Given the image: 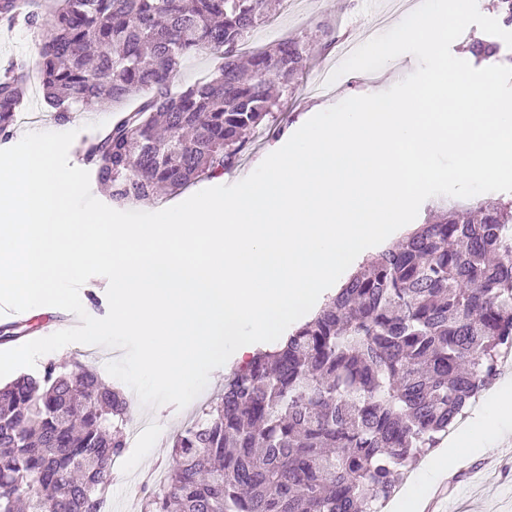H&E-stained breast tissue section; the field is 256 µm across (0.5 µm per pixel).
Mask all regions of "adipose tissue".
Here are the masks:
<instances>
[{
  "instance_id": "ef3b65f1",
  "label": "adipose tissue",
  "mask_w": 512,
  "mask_h": 512,
  "mask_svg": "<svg viewBox=\"0 0 512 512\" xmlns=\"http://www.w3.org/2000/svg\"><path fill=\"white\" fill-rule=\"evenodd\" d=\"M512 436V376L503 375L469 415L441 440L438 450L412 470L393 499L391 512H420L432 486L457 460L482 453Z\"/></svg>"
}]
</instances>
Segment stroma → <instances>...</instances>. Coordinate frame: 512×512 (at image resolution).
Listing matches in <instances>:
<instances>
[{
	"label": "stroma",
	"instance_id": "1",
	"mask_svg": "<svg viewBox=\"0 0 512 512\" xmlns=\"http://www.w3.org/2000/svg\"><path fill=\"white\" fill-rule=\"evenodd\" d=\"M404 18L403 13L392 12L384 0H275L267 22L257 26L253 38L259 45L299 37L308 47L310 65L280 92L282 112L279 122L283 132L273 138L260 135L250 140L241 153L239 162L224 174L206 178L191 185L189 193L218 186L231 185L250 175L257 161L282 147L299 128L301 120L314 114L315 106L331 107L342 100L360 95L369 88L387 89L411 74L418 66L412 55H402L393 66L373 73L351 72L345 80L329 92L313 93L325 66L335 64V51L325 50L327 40L336 38L359 44L365 43L367 32L378 22L394 27ZM40 62V30L25 23L16 24L9 35H0V75L7 69L38 68ZM139 98L120 103H102L87 110L74 112L70 121L56 120L45 102L41 90H28L21 105L22 111L38 113L37 122L30 124L33 132L76 131L75 145H82L108 130L127 111L136 108ZM224 387V380L211 376L203 392L186 408L170 405L165 417L157 418L168 435L187 424ZM170 444L159 446L155 455L144 459L140 469L119 470L114 474L109 497L119 512H139L131 489L139 482L143 470L163 468L171 459ZM434 512H512V441L487 451L473 459H462L440 489Z\"/></svg>",
	"mask_w": 512,
	"mask_h": 512
}]
</instances>
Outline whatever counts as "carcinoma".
Segmentation results:
<instances>
[{"instance_id":"carcinoma-1","label":"carcinoma","mask_w":512,"mask_h":512,"mask_svg":"<svg viewBox=\"0 0 512 512\" xmlns=\"http://www.w3.org/2000/svg\"><path fill=\"white\" fill-rule=\"evenodd\" d=\"M0 0L40 24L39 84L59 120L150 87L138 111L84 143L119 205L174 194L238 161L306 67L303 40L245 54L267 0ZM479 60L495 43L474 39ZM219 65L172 92L180 62ZM26 71L0 77V138ZM512 351V201L453 206L378 252L308 322L224 374V390L172 440L141 512H381L418 456L464 416ZM125 393L95 368L47 363L0 386V512H98L126 452Z\"/></svg>"}]
</instances>
